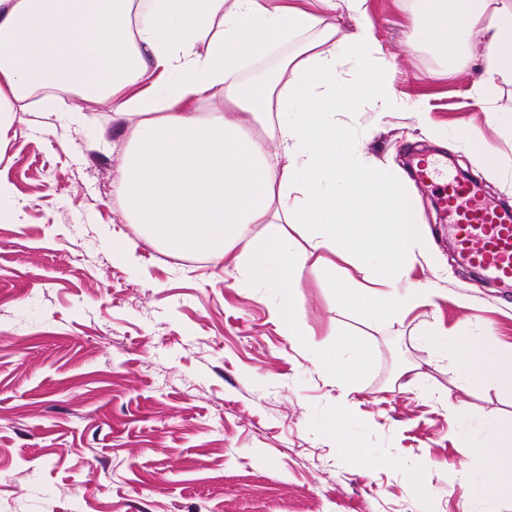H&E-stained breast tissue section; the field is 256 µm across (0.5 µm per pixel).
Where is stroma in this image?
<instances>
[{"label": "stroma", "mask_w": 512, "mask_h": 512, "mask_svg": "<svg viewBox=\"0 0 512 512\" xmlns=\"http://www.w3.org/2000/svg\"><path fill=\"white\" fill-rule=\"evenodd\" d=\"M367 8L399 106L379 121L364 101L349 123L407 183L426 239L409 279L434 303L366 325L333 290L360 279L356 255L335 276L307 269L293 289L258 291L232 259L150 243L119 194L129 132L111 103L37 99L0 126V512H512L511 492L466 503L457 480L482 482L489 462L470 450L512 426V391L462 388L423 338L436 326L511 350L512 287L459 258L436 187L411 169L417 153L448 159L512 202V79L482 111L481 63L448 65L412 0ZM287 298L306 330L295 341L277 316ZM349 335L368 366L346 397L313 351Z\"/></svg>", "instance_id": "1"}]
</instances>
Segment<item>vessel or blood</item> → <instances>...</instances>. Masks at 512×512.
Listing matches in <instances>:
<instances>
[{"label":"vessel or blood","instance_id":"b4317fda","mask_svg":"<svg viewBox=\"0 0 512 512\" xmlns=\"http://www.w3.org/2000/svg\"><path fill=\"white\" fill-rule=\"evenodd\" d=\"M414 176L439 181L440 203L448 216L459 255L487 280L512 285V209L487 201L473 182L439 177L433 159L418 158Z\"/></svg>","mask_w":512,"mask_h":512}]
</instances>
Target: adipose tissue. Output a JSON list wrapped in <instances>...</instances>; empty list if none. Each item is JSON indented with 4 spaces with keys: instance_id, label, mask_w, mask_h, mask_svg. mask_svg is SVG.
Here are the masks:
<instances>
[{
    "instance_id": "1",
    "label": "adipose tissue",
    "mask_w": 512,
    "mask_h": 512,
    "mask_svg": "<svg viewBox=\"0 0 512 512\" xmlns=\"http://www.w3.org/2000/svg\"><path fill=\"white\" fill-rule=\"evenodd\" d=\"M341 6L356 22L348 33ZM412 21L449 64L482 46L475 94L496 100L495 76L512 75V0H414ZM291 40L301 47L273 77L245 76L247 61ZM374 43L366 0H0V116L53 90L111 100L114 119L131 123L120 192L151 239L177 254L233 256L244 288H289L306 266L335 272L326 254H358L364 280L336 284L337 305L393 321L435 291L408 279L423 241L406 186L343 120L366 99L381 114L397 105ZM217 96L223 107L200 111ZM242 112L258 133L243 132ZM426 336L463 366L464 385H512V351L464 332ZM367 363L352 338L317 358L346 393ZM474 453L496 463L486 487L512 489V429Z\"/></svg>"
}]
</instances>
